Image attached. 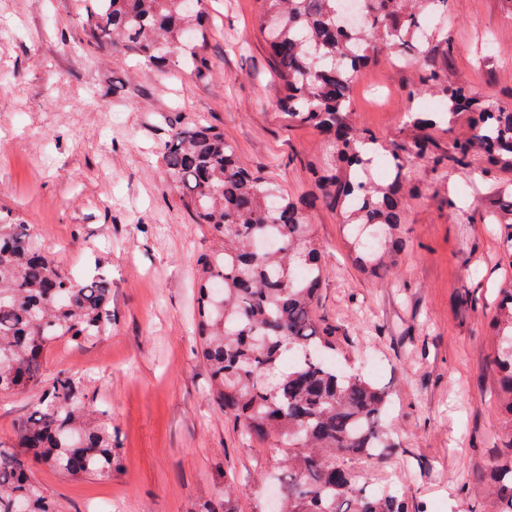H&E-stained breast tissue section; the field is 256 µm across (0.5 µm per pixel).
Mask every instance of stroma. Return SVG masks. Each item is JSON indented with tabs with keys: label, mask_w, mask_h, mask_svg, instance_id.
Segmentation results:
<instances>
[{
	"label": "stroma",
	"mask_w": 512,
	"mask_h": 512,
	"mask_svg": "<svg viewBox=\"0 0 512 512\" xmlns=\"http://www.w3.org/2000/svg\"><path fill=\"white\" fill-rule=\"evenodd\" d=\"M80 2L0 0V35L10 38L0 45V208L31 224L74 277L104 273L112 282L110 332L52 345L44 377L85 378L90 405L109 414L119 459L108 478H71L42 464L33 475L63 512H198L226 491L239 512H262V477L280 455L241 432L208 394L194 293L197 258L216 241L191 223L162 153L171 122L201 120L223 130L244 167L307 198L324 139L278 114L282 87L257 0H210L213 67L203 78L91 48ZM446 24L452 61L404 63L386 49L357 75L359 126L396 137L406 113L424 105L409 92L430 64L512 109V16L495 0H448ZM487 44L496 54L489 69L476 61ZM483 166L451 168L440 180L414 165L416 196L391 232L386 272L361 258L354 225L321 203L309 210L325 269L318 312L339 328L336 360L390 399L395 453L351 467L366 485L393 487L411 512H492L474 484L512 434L488 328L498 288L512 281V255L489 219ZM39 396L0 393V446L13 447L16 422Z\"/></svg>",
	"instance_id": "obj_1"
}]
</instances>
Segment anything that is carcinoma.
Wrapping results in <instances>:
<instances>
[{"label": "carcinoma", "mask_w": 512, "mask_h": 512, "mask_svg": "<svg viewBox=\"0 0 512 512\" xmlns=\"http://www.w3.org/2000/svg\"><path fill=\"white\" fill-rule=\"evenodd\" d=\"M207 0H85L80 24L95 49L114 47L163 74L212 67ZM348 0H258L261 28L283 87L282 118L325 139L330 162L313 170L318 199L346 224L402 221L413 162L436 175L476 156L487 164L495 216L512 251V110L498 107L430 67L410 91L441 109L408 113L404 131L383 140L352 119L357 74L388 47L407 60L455 45L441 21L448 0H361L367 26H342ZM448 136V147L435 134ZM392 175L367 177L381 156ZM166 174L182 205L220 241L198 260L197 331L212 396L244 431L280 449L274 512H409L394 491L359 482L351 460L383 462L396 450L383 418L388 394L336 364L338 328L317 313L324 276L302 202L243 167L224 131L202 123L172 127ZM111 281L77 279L59 266L26 222L0 216V392L44 381V354L56 342H84L112 326ZM492 365L512 424V282L499 290L491 321ZM299 360L283 372V359ZM107 411L86 402L80 378L60 371L15 425L17 447L0 448V512H59L36 481L32 459L71 478L109 477L117 465ZM489 494L494 512H512V437L500 449ZM203 512H237L229 493Z\"/></svg>", "instance_id": "cac0c4a2"}]
</instances>
